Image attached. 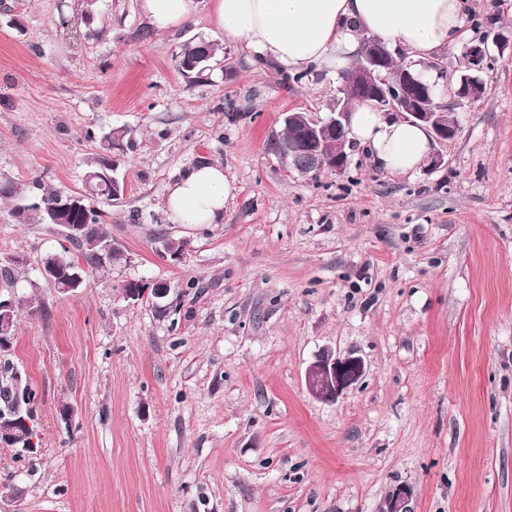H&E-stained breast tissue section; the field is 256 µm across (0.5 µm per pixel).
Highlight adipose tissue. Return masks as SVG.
<instances>
[{
    "instance_id": "ef3b65f1",
    "label": "adipose tissue",
    "mask_w": 512,
    "mask_h": 512,
    "mask_svg": "<svg viewBox=\"0 0 512 512\" xmlns=\"http://www.w3.org/2000/svg\"><path fill=\"white\" fill-rule=\"evenodd\" d=\"M473 11L474 0H213L227 40L245 41L255 54L291 71L351 68L365 33L413 59L429 58L462 40ZM348 128L378 167L396 175L416 171L430 152L422 126L386 117L366 103L352 109ZM231 194L223 166L202 162L170 187L164 209L176 224H220Z\"/></svg>"
}]
</instances>
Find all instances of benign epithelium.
Instances as JSON below:
<instances>
[{
  "instance_id": "obj_1",
  "label": "benign epithelium",
  "mask_w": 512,
  "mask_h": 512,
  "mask_svg": "<svg viewBox=\"0 0 512 512\" xmlns=\"http://www.w3.org/2000/svg\"><path fill=\"white\" fill-rule=\"evenodd\" d=\"M497 54L489 50L487 39H481L471 44L467 50V67L469 74L458 81L454 96L458 99L476 100L483 95L484 83L480 73L493 66L497 57L504 56L506 46L495 43ZM387 54L382 45L373 42V50L368 57L369 66L351 72L344 87L343 97L354 94L358 87L372 85L374 74L372 69L380 68L386 63ZM374 106L387 117H398L411 122L424 124L432 134L435 143L442 145L455 136L458 123L448 118L447 110L432 105V95L429 88L408 71L401 72L397 78L384 81L377 86L374 93ZM345 112H333L324 121L310 116L306 112L288 113V121L299 127L305 135L307 150L301 153L304 166L319 171L328 170L336 174L344 173L349 164L348 152L342 142L336 143V152L331 155L328 166H323V158L328 155L331 147V134L342 125L346 118ZM79 207V198L70 197L62 202L52 213L54 223L69 227V211ZM170 287L164 282H156L140 292L128 291L125 299L135 305L149 297L157 300L168 296ZM10 300L0 299V334L8 335L13 324ZM366 373L364 360L350 352L342 354L330 348L322 350L305 371V386L310 396L327 402L335 403L341 397L353 390ZM412 488L408 485L396 487L388 496L385 512H411L409 501L412 498Z\"/></svg>"
}]
</instances>
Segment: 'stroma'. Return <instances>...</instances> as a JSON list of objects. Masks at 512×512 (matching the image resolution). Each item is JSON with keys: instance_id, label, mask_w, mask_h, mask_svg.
<instances>
[{"instance_id": "35a3bbf8", "label": "stroma", "mask_w": 512, "mask_h": 512, "mask_svg": "<svg viewBox=\"0 0 512 512\" xmlns=\"http://www.w3.org/2000/svg\"><path fill=\"white\" fill-rule=\"evenodd\" d=\"M62 1L84 3L0 0V256L27 257L33 297L0 368L39 395L36 453L0 445V487L21 488L0 512H383L401 484L412 512H512V56L470 102L452 94L463 45L439 54L460 127L446 167L396 176L357 148L345 173L309 176L266 143L288 113L328 118L339 74L293 82L225 40L212 0L164 31L139 0L65 27ZM475 15L466 42L512 45V0ZM193 40L216 49L201 82L177 69ZM119 128L126 191L101 208L124 257L59 294L40 270L62 236L18 223L6 190L82 191ZM204 161L232 183L223 223H170L169 186ZM158 280L176 309L120 296ZM327 346L367 366L334 403L304 380ZM121 130H111L109 133H107L102 140L101 144V150H103L104 153H100L94 157H91L86 166L87 171L84 175V182L85 185H87L88 181L91 179L93 182H97V179H94V177L98 176L101 172H103L104 169H107V155L112 153V148L117 147L116 141H115V134L120 132Z\"/></svg>"}]
</instances>
